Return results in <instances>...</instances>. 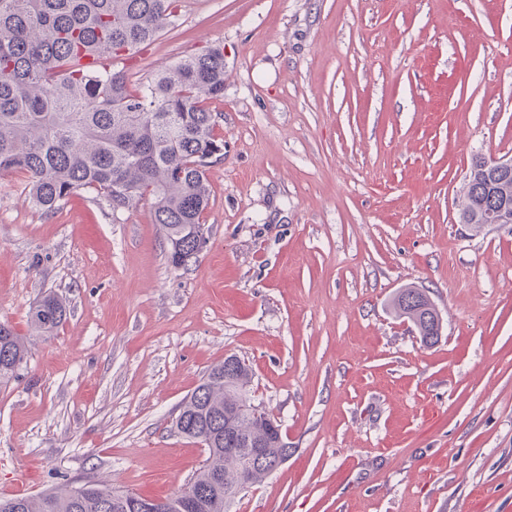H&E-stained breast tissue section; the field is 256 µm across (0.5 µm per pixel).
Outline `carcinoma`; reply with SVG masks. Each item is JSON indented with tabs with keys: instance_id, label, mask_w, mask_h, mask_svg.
<instances>
[{
	"instance_id": "obj_1",
	"label": "carcinoma",
	"mask_w": 512,
	"mask_h": 512,
	"mask_svg": "<svg viewBox=\"0 0 512 512\" xmlns=\"http://www.w3.org/2000/svg\"><path fill=\"white\" fill-rule=\"evenodd\" d=\"M179 8V0H0V172L22 175L32 202L46 213L80 189L126 206L150 196L176 269L199 256L187 225L202 223L210 199L206 171L224 159V139L209 108L224 97V46L211 44L145 82L122 68L92 71L81 58H130L175 24ZM481 169L479 156L468 181L472 207L460 213L461 224L485 223L484 206L493 196L512 200V176L490 186ZM428 306L420 289L412 299L400 293L393 299L396 314L432 345L440 332ZM65 318L63 302L48 294L32 324L47 336ZM27 354L25 338L0 324V380L13 378ZM249 381L245 362L227 356L184 400L176 429L204 444L205 459L185 488L142 500L150 512H177L188 491L197 512H228L236 483L215 479L224 454L248 456L245 437L254 430L271 443L277 437L237 409L249 399ZM0 512L121 510L112 489L84 484L36 498L0 497Z\"/></svg>"
}]
</instances>
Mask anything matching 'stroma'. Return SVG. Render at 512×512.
Listing matches in <instances>:
<instances>
[{"label":"stroma","instance_id":"obj_1","mask_svg":"<svg viewBox=\"0 0 512 512\" xmlns=\"http://www.w3.org/2000/svg\"><path fill=\"white\" fill-rule=\"evenodd\" d=\"M224 46L207 244L173 268L150 198L54 213L0 174V496L163 498L205 457L183 399L228 355L288 460L231 512H512V224L459 223L474 157H512V0H180L137 79ZM422 289L421 344L392 299ZM54 293L67 319L37 333ZM28 354L24 336L0 324V380L7 382L26 360Z\"/></svg>","mask_w":512,"mask_h":512}]
</instances>
